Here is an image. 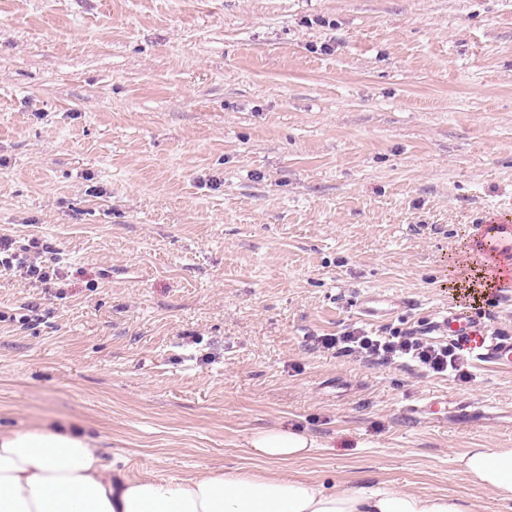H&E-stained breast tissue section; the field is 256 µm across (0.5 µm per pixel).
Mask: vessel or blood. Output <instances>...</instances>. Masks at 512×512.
Wrapping results in <instances>:
<instances>
[{
	"mask_svg": "<svg viewBox=\"0 0 512 512\" xmlns=\"http://www.w3.org/2000/svg\"><path fill=\"white\" fill-rule=\"evenodd\" d=\"M471 235L493 260L512 267V199L501 202L488 218L473 225ZM399 305L393 295L367 292L361 295L358 310L363 319L372 320L393 314ZM439 328L448 336L463 339L476 361L512 370V337L495 335L468 309L449 310Z\"/></svg>",
	"mask_w": 512,
	"mask_h": 512,
	"instance_id": "1",
	"label": "vessel or blood"
}]
</instances>
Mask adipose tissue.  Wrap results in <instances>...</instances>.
<instances>
[{"instance_id": "obj_1", "label": "adipose tissue", "mask_w": 512, "mask_h": 512, "mask_svg": "<svg viewBox=\"0 0 512 512\" xmlns=\"http://www.w3.org/2000/svg\"><path fill=\"white\" fill-rule=\"evenodd\" d=\"M507 274L469 240L452 261L448 289L487 291ZM248 443L263 468L135 478L122 459H105L80 431L0 429V512H471L456 493L410 492L391 481L332 489L286 474L281 464L307 458L318 446L299 430H259ZM459 463L472 484L512 502V448H469Z\"/></svg>"}]
</instances>
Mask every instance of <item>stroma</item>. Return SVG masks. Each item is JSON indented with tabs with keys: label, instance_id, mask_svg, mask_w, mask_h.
<instances>
[{
	"label": "stroma",
	"instance_id": "obj_1",
	"mask_svg": "<svg viewBox=\"0 0 512 512\" xmlns=\"http://www.w3.org/2000/svg\"><path fill=\"white\" fill-rule=\"evenodd\" d=\"M512 198V0H0V428L86 432L131 476L284 465L512 512L461 474L512 448V372L327 351L446 337L448 262ZM397 295L373 321L356 301ZM430 399L445 413L415 414ZM15 242L0 245V267L4 270L14 271L27 280L46 284L57 277L58 268L46 260L31 259L30 245L14 247ZM387 336H369L353 329L340 336H322L318 341L325 350H336L354 358L382 365L411 361L421 369L436 374L448 373L460 381L468 379V359L459 345L431 343L415 332L390 328Z\"/></svg>",
	"mask_w": 512,
	"mask_h": 512
}]
</instances>
